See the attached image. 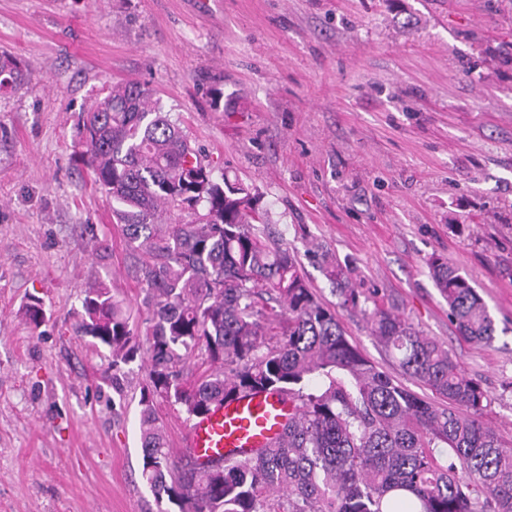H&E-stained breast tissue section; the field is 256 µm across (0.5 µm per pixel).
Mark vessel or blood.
<instances>
[{
	"instance_id": "1",
	"label": "vessel or blood",
	"mask_w": 512,
	"mask_h": 512,
	"mask_svg": "<svg viewBox=\"0 0 512 512\" xmlns=\"http://www.w3.org/2000/svg\"><path fill=\"white\" fill-rule=\"evenodd\" d=\"M298 411L275 390L256 392L215 405L186 429L180 453L198 464L251 458L280 437Z\"/></svg>"
}]
</instances>
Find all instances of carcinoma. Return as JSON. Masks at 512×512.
<instances>
[{"label":"carcinoma","instance_id":"carcinoma-1","mask_svg":"<svg viewBox=\"0 0 512 512\" xmlns=\"http://www.w3.org/2000/svg\"><path fill=\"white\" fill-rule=\"evenodd\" d=\"M26 80L19 61L0 57V89ZM81 158L121 228L151 313L145 340L149 380L140 391L141 476L156 499L179 512H512V445L480 416L486 393L448 347L383 306L339 262L326 277L344 307L405 374L443 402L407 389L350 343L294 255L270 247L255 196L204 163L180 123L148 86L114 85L85 113ZM460 337L490 344L495 322L459 268L427 261ZM77 336L136 360L139 332L123 303L99 282L84 289ZM35 329L47 322L41 298L23 307ZM209 371L196 379L187 368ZM322 385L307 391L310 378ZM279 390L299 413L283 437L249 460L199 466L175 460L156 424V403L188 418L258 390ZM443 452L438 454L436 449Z\"/></svg>","mask_w":512,"mask_h":512}]
</instances>
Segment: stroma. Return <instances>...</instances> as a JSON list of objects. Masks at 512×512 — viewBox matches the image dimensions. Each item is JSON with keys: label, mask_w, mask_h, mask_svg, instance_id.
<instances>
[{"label": "stroma", "mask_w": 512, "mask_h": 512, "mask_svg": "<svg viewBox=\"0 0 512 512\" xmlns=\"http://www.w3.org/2000/svg\"><path fill=\"white\" fill-rule=\"evenodd\" d=\"M0 512H178L141 477L143 360L73 332L101 281L148 313L77 127L111 85L149 84L228 182L255 231L293 253L349 341L420 397L324 272L349 265L377 304L452 349L512 441V0H0ZM458 266L496 324L460 338L427 260ZM41 297L39 329L22 306ZM25 71L19 61L11 57H0V89L24 84Z\"/></svg>", "instance_id": "stroma-1"}]
</instances>
